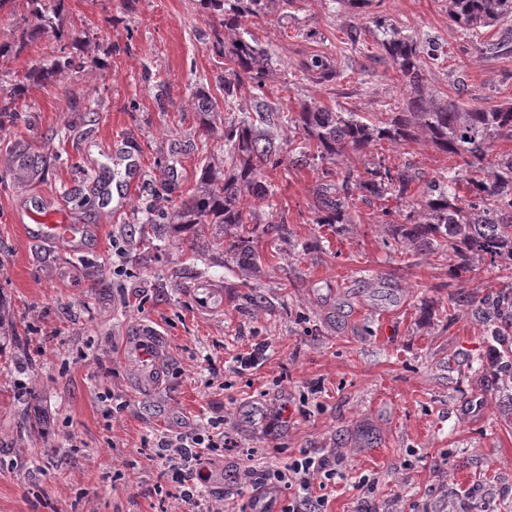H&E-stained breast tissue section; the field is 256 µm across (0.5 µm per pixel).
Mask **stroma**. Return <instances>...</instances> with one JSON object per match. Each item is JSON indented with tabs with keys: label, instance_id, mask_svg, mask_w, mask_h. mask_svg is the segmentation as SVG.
<instances>
[{
	"label": "stroma",
	"instance_id": "obj_1",
	"mask_svg": "<svg viewBox=\"0 0 512 512\" xmlns=\"http://www.w3.org/2000/svg\"><path fill=\"white\" fill-rule=\"evenodd\" d=\"M379 17L442 45L443 61L424 73L436 97L512 103V47H471L443 0L337 10L291 0L245 25L272 54L264 102L280 146L295 136L283 115L304 100L375 122L402 106ZM59 23L99 64L30 86L18 120L0 128V301L15 326L0 341V512H183L153 443L217 419L235 445L201 466L213 512L248 507L235 475L246 459L261 467L303 452L344 474L326 489L327 512H512V425L474 374L494 341L456 303L512 287V272L453 277L447 256L405 249L392 197L355 201L347 223H316L320 179L309 166L266 172L272 200L250 202L261 256L251 274L225 253L221 225L144 229L146 205L174 207L204 163L224 165L231 112L186 106L197 88L219 92L212 27L199 0H66ZM56 48L36 39L0 62V81L51 65ZM316 56L335 78L302 73ZM346 162L407 166L426 181L460 159L382 141ZM45 214L80 226L71 247L25 235ZM281 218L285 231H268ZM206 282L223 287L222 307L202 308ZM140 321L159 324L170 350L162 386L145 395L121 357ZM261 341L263 365L235 371L233 356Z\"/></svg>",
	"mask_w": 512,
	"mask_h": 512
}]
</instances>
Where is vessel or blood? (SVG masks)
<instances>
[{"label": "vessel or blood", "instance_id": "1", "mask_svg": "<svg viewBox=\"0 0 512 512\" xmlns=\"http://www.w3.org/2000/svg\"><path fill=\"white\" fill-rule=\"evenodd\" d=\"M79 228L74 224H57L44 217L32 228L33 237L50 242H67L75 237ZM123 355L134 370L137 391L149 393L162 383L168 350L162 333L150 322L135 325L124 344Z\"/></svg>", "mask_w": 512, "mask_h": 512}]
</instances>
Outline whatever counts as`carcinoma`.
<instances>
[{"mask_svg":"<svg viewBox=\"0 0 512 512\" xmlns=\"http://www.w3.org/2000/svg\"><path fill=\"white\" fill-rule=\"evenodd\" d=\"M37 19L34 28H18L9 40L0 42V60L18 55L37 35H48L57 44L59 55L53 64H31L22 78L0 91V117L14 121L17 104L24 99L28 87L57 79L85 64L99 63L85 56L86 43L71 37L56 22L65 0H26ZM291 0H200L204 12L214 18L222 30H214L215 47L224 57V75L220 88L224 101L237 96L239 88L248 85L263 92L272 56L255 39L242 36L243 24L251 19L270 16ZM448 20L462 29L472 40L481 29L495 25L512 15V0H445ZM405 81L406 107L391 115L390 121L375 124L354 112H337L316 102L302 101L295 115L288 118L305 138L291 164L312 166L321 170L319 177L334 181L331 191L317 193V224H345L347 212L355 197L368 199L388 195L407 202L405 222L394 225V239L414 252L437 251L449 256L450 273L458 276L472 269L476 261L497 268L512 266V152L490 157L494 143L512 140V104L486 111L442 101L428 93L422 72L430 61L439 60L434 45L427 47L416 37L397 30L381 42ZM302 68L320 81H328L335 73L327 59L313 58ZM191 102L198 112H215L217 99L200 88ZM267 109L258 100L254 112H243L224 128L228 143L224 184L216 185L217 175L205 167L204 187L183 199L170 212L153 207L146 209L145 223L157 224L166 219L170 224H222L224 236L230 238L240 267L248 271L257 266L252 247L257 221L254 212L244 205L246 196L264 199L271 194L263 169L283 163L276 137L264 127ZM424 139L436 149L456 155L463 164L448 171V176L425 183L420 197L412 194L418 175L408 166L389 168L379 165L362 175L352 166H340L350 151L359 152L378 141L396 145ZM477 320L487 328L499 345L490 366L491 387L512 412V290L481 299H468Z\"/></svg>","mask_w":512,"mask_h":512,"instance_id":"obj_1","label":"carcinoma"}]
</instances>
